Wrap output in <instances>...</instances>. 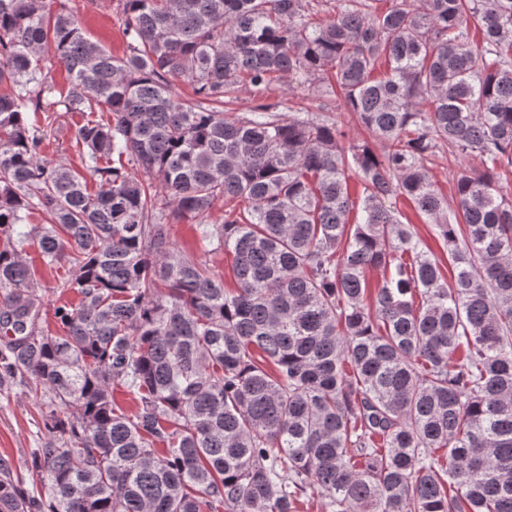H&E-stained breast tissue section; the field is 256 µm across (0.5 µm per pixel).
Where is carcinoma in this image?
<instances>
[{"label":"carcinoma","instance_id":"carcinoma-1","mask_svg":"<svg viewBox=\"0 0 512 512\" xmlns=\"http://www.w3.org/2000/svg\"><path fill=\"white\" fill-rule=\"evenodd\" d=\"M117 2L120 56L65 0H0V391L42 441L26 479L0 457V512H512V0ZM48 60L80 169L43 155ZM294 74L361 139L326 103L228 111ZM445 144L483 165L451 201ZM29 245L70 265L54 334ZM67 87L66 74L59 67H53L49 74L48 83L44 86L40 97L45 102H58L61 99V93ZM438 156L435 159L432 173L438 189L451 201L454 197V180L456 177L463 172L481 170L482 165L478 157H469L461 163H455L450 152H448V147L442 148ZM448 157L450 158L449 163ZM396 205L402 213L401 220L403 223L413 224L414 229L421 240L443 261L445 268H447L448 281H450L451 277L448 273V251L446 250V247H444L443 242L438 238L436 227L433 224L426 223L420 216H418L407 201L400 198L397 200ZM171 235L190 259H204L198 240L190 224H172Z\"/></svg>","mask_w":512,"mask_h":512}]
</instances>
